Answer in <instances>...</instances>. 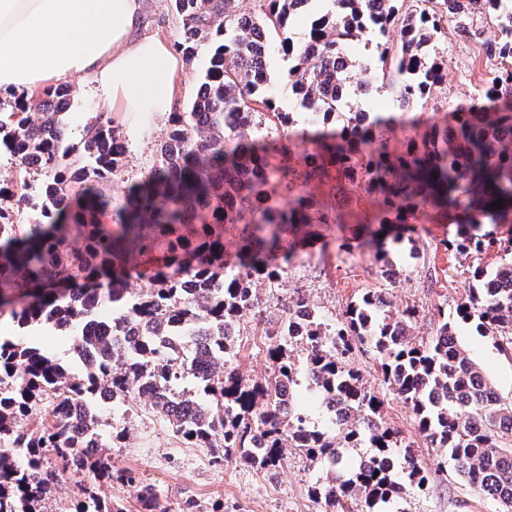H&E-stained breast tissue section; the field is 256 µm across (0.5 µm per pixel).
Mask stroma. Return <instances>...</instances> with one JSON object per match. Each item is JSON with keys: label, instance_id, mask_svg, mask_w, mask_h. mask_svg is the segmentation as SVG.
Returning a JSON list of instances; mask_svg holds the SVG:
<instances>
[{"label": "stroma", "instance_id": "1", "mask_svg": "<svg viewBox=\"0 0 512 512\" xmlns=\"http://www.w3.org/2000/svg\"><path fill=\"white\" fill-rule=\"evenodd\" d=\"M141 10V34L177 43L179 19L171 0H141ZM443 59L442 84L432 89L422 110L414 113L413 123L397 122L391 126V147L404 149L416 131L441 119L449 108L468 104L489 84L499 65L498 60L486 58L479 43L455 37L446 43ZM290 65L287 57L272 53L269 79L280 110L290 113L292 128L299 131L306 126L308 109L286 87ZM69 83L74 107L68 120L77 134L102 104L92 76L73 77ZM114 119L128 147L123 167L112 178V194L118 197L154 162L169 119L157 118L150 127L138 132L123 114H115ZM312 150L310 142L298 144L291 161L293 188L287 191L273 187L271 203H292L302 192L320 202L337 199L354 217L343 224L312 225L302 236L292 231L285 235L284 247L297 248L299 258L289 266L278 287L256 282V294L262 302L261 320L246 315L239 321L238 369L247 379L268 377L269 339L262 335L261 327L274 325L290 299L306 297L318 313L332 317L366 291L384 288L392 312L415 308L412 338L419 342L434 333L438 308L454 309L456 302L467 295L472 268L493 266L500 259L494 248L460 254L451 244L456 232L453 219L430 212L410 224L401 239H394L390 225L379 223L372 195H344L341 182L333 174L321 180L308 179L304 157ZM372 234L383 236L384 258L363 250L362 240ZM387 263L401 271L396 282H389L382 274ZM458 334L467 354L479 364L500 395L512 400V356L497 350L474 326H459ZM354 364L365 386L384 396L382 418L387 426L397 431L402 446L410 448L428 473L425 491L406 492L407 512H495L490 500L456 475L445 450L428 446L415 427L411 410L397 397L387 394L373 357L356 353ZM105 414L123 420L127 430L124 440L106 449V456L115 468L133 470L144 482L158 487L169 502L170 512H182V505L189 498L200 504L202 512H326L324 502L311 492L323 470L298 449H286L281 467L272 474L235 461L217 466L212 464L207 449L188 447L174 437L168 426L146 409L144 400H135L126 408L108 407Z\"/></svg>", "mask_w": 512, "mask_h": 512}]
</instances>
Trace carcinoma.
Wrapping results in <instances>:
<instances>
[{
    "label": "carcinoma",
    "mask_w": 512,
    "mask_h": 512,
    "mask_svg": "<svg viewBox=\"0 0 512 512\" xmlns=\"http://www.w3.org/2000/svg\"><path fill=\"white\" fill-rule=\"evenodd\" d=\"M180 17L177 47L190 61L207 49L199 88L188 111L172 112L157 158L129 184L120 202L107 186L123 165L125 144L112 113H94L73 141L66 114L72 88L59 83L38 97L0 101V150L38 179L22 180V197L35 198L21 220L0 207V322L19 335L0 336V512H42L57 476L54 455L77 473L112 477L98 448L125 435L102 420L98 394L112 404L145 398L183 443L213 451L263 472L280 464L285 448H299L326 467L315 497L340 512H405L402 472L421 491L427 475L408 450L393 453L396 433L382 425V401L351 366L355 352L374 357L387 389L411 410L417 430L433 448L445 449L455 471L472 488L512 512V402L499 395L481 367L460 346L457 325L472 324L512 354V249L492 267L473 271L475 285L454 312L438 310L428 341L411 340L414 312L388 314L384 290L364 293L342 315L310 309L297 319L288 303L277 336L267 344L271 375L262 383L239 376V350L226 335L237 320L259 308L252 284L275 287L278 260L288 259L283 233L310 224H337L336 202L317 204L301 194L295 204H267L271 185L291 174L289 114L276 110L269 88L266 36L291 58L288 89L310 111L315 149L308 179L333 167L352 192L378 200L381 224H409L427 209L448 212L460 198L469 218L457 225L461 253H480L497 242L490 224L512 233V84L495 79L474 101L390 149L384 129L394 118L361 102L374 92L392 94L400 110L426 99L442 83L439 45L448 33L474 36L472 15L492 13L496 36L481 42L486 55L512 68V0H329L302 37L288 36L294 16L312 0H258L254 15L238 0H174ZM371 37L370 67L377 86L353 81L348 45ZM271 132L251 138L259 119ZM504 201L500 209L490 205ZM243 225L236 260L224 261V225ZM164 250L163 265L141 272L144 259ZM139 287L128 288L131 274ZM51 328L70 338L73 368L28 339ZM305 377L324 403L344 407L336 428L322 431L296 410L284 392ZM83 407L82 432L66 408ZM47 408L41 427L20 430L33 411ZM369 441L368 459L347 472L343 449ZM141 512H169L157 489L124 470ZM75 512H123L85 491Z\"/></svg>",
    "instance_id": "cac0c4a2"
}]
</instances>
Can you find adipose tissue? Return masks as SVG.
<instances>
[{"instance_id": "obj_1", "label": "adipose tissue", "mask_w": 512, "mask_h": 512, "mask_svg": "<svg viewBox=\"0 0 512 512\" xmlns=\"http://www.w3.org/2000/svg\"><path fill=\"white\" fill-rule=\"evenodd\" d=\"M139 22L140 0H0V90L88 74L112 111L168 114L182 65L168 41L137 36Z\"/></svg>"}]
</instances>
